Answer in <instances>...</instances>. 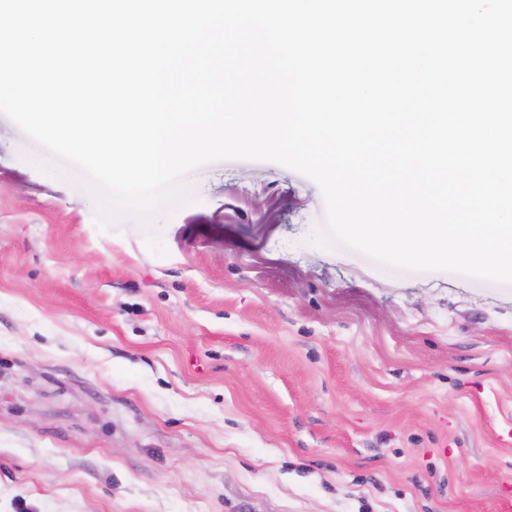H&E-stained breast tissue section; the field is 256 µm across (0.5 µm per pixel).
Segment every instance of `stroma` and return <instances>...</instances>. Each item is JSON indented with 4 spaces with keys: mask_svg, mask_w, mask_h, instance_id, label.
<instances>
[{
    "mask_svg": "<svg viewBox=\"0 0 512 512\" xmlns=\"http://www.w3.org/2000/svg\"><path fill=\"white\" fill-rule=\"evenodd\" d=\"M108 230L0 115V512H512V285L341 249L311 178Z\"/></svg>",
    "mask_w": 512,
    "mask_h": 512,
    "instance_id": "35a3bbf8",
    "label": "stroma"
}]
</instances>
